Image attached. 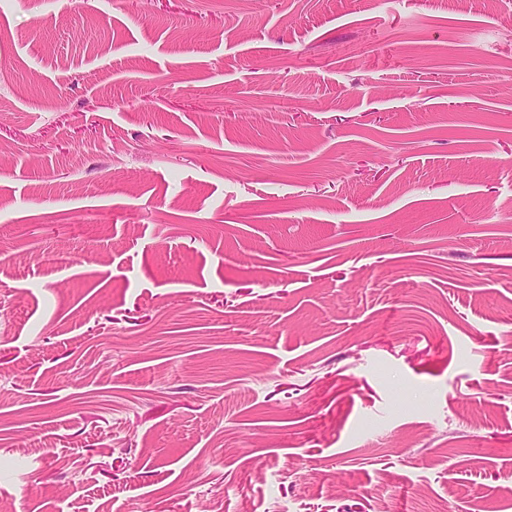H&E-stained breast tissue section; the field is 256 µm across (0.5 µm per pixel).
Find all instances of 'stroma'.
Returning a JSON list of instances; mask_svg holds the SVG:
<instances>
[{"mask_svg": "<svg viewBox=\"0 0 512 512\" xmlns=\"http://www.w3.org/2000/svg\"><path fill=\"white\" fill-rule=\"evenodd\" d=\"M0 507L512 512V0H0Z\"/></svg>", "mask_w": 512, "mask_h": 512, "instance_id": "1", "label": "stroma"}]
</instances>
